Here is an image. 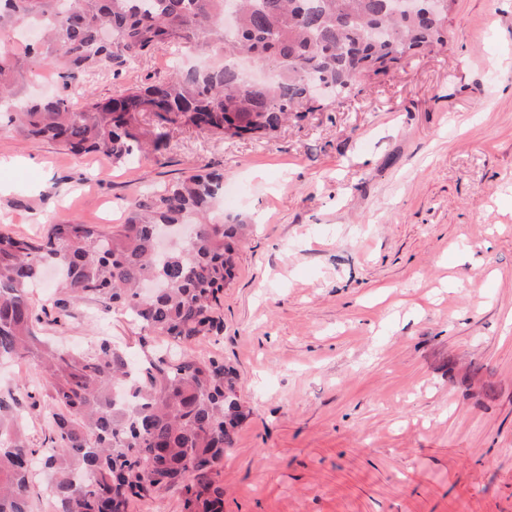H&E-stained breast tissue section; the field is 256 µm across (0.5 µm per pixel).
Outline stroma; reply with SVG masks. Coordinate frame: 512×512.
Instances as JSON below:
<instances>
[{
    "label": "stroma",
    "mask_w": 512,
    "mask_h": 512,
    "mask_svg": "<svg viewBox=\"0 0 512 512\" xmlns=\"http://www.w3.org/2000/svg\"><path fill=\"white\" fill-rule=\"evenodd\" d=\"M170 55L103 68L98 98ZM219 170L212 223L254 225L218 309L248 411L224 512H512V0H454L448 45L363 77L272 137L175 125L124 166L0 130V230L109 229L190 170ZM45 335L162 346L101 303Z\"/></svg>",
    "instance_id": "35a3bbf8"
}]
</instances>
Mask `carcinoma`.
Instances as JSON below:
<instances>
[{
    "label": "carcinoma",
    "mask_w": 512,
    "mask_h": 512,
    "mask_svg": "<svg viewBox=\"0 0 512 512\" xmlns=\"http://www.w3.org/2000/svg\"><path fill=\"white\" fill-rule=\"evenodd\" d=\"M226 0H0V28H40L41 42L0 49V123L26 138L113 164L143 155L138 116H154L155 147L179 124L224 138L271 136L289 116L322 109L307 95L321 85L347 97L360 74H378L448 42L447 14L393 15L387 0H237L234 34L222 24ZM379 28L383 38L373 39ZM186 44L272 68L255 81L237 65L175 66L165 80L99 99L85 89L74 109L60 95L21 100L26 63L54 70L68 87L97 69L121 66ZM224 174L192 170L147 200L126 222L102 230L76 220L51 224L38 240L0 231V363H27L46 380L47 447L18 428L28 388L0 392V512H32L33 462L53 473V512H130L143 499L183 484L184 512H223L217 466L244 418L235 372L189 352L217 336L215 311L235 278L250 225L210 223ZM59 272L57 297L36 305L30 288L43 269ZM163 284L145 297L141 286ZM95 300L118 309L176 352L148 356L137 373L128 355L101 337L86 350L59 349L38 326ZM125 386L122 401L116 386Z\"/></svg>",
    "instance_id": "carcinoma-1"
}]
</instances>
